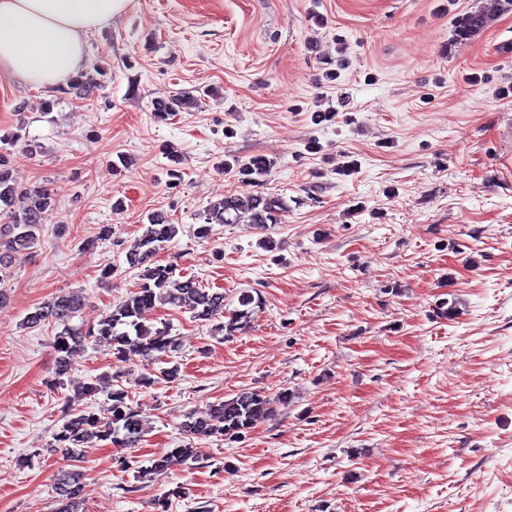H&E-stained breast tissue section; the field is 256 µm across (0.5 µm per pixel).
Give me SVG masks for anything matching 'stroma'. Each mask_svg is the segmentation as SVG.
I'll list each match as a JSON object with an SVG mask.
<instances>
[{
  "instance_id": "1",
  "label": "stroma",
  "mask_w": 512,
  "mask_h": 512,
  "mask_svg": "<svg viewBox=\"0 0 512 512\" xmlns=\"http://www.w3.org/2000/svg\"><path fill=\"white\" fill-rule=\"evenodd\" d=\"M486 4L132 0L87 41L91 96L0 72V152L53 198L0 286V512H57L66 400L115 373L143 434L82 448L80 512H512V12L453 35ZM255 155L282 222L197 237L211 201L252 194L226 164ZM157 213L178 228L157 262L225 309L252 295L245 329L150 308L178 340L166 361L91 343L54 386L55 330L25 317L70 293L72 327L95 325L135 289L126 254ZM167 364L177 380L142 386ZM244 389L292 399L140 478L189 414ZM494 8L490 13L485 11L464 12L453 22V32L456 42L468 41L480 33L498 14L512 11V0H494ZM195 104H197V100L192 96L180 93L173 95L168 100L155 102L153 104V112H155L157 116L163 118L171 112H180L182 109Z\"/></svg>"
}]
</instances>
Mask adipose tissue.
Listing matches in <instances>:
<instances>
[{"label": "adipose tissue", "instance_id": "ef3b65f1", "mask_svg": "<svg viewBox=\"0 0 512 512\" xmlns=\"http://www.w3.org/2000/svg\"><path fill=\"white\" fill-rule=\"evenodd\" d=\"M130 0H0V72L43 90L81 70L85 43Z\"/></svg>", "mask_w": 512, "mask_h": 512}]
</instances>
